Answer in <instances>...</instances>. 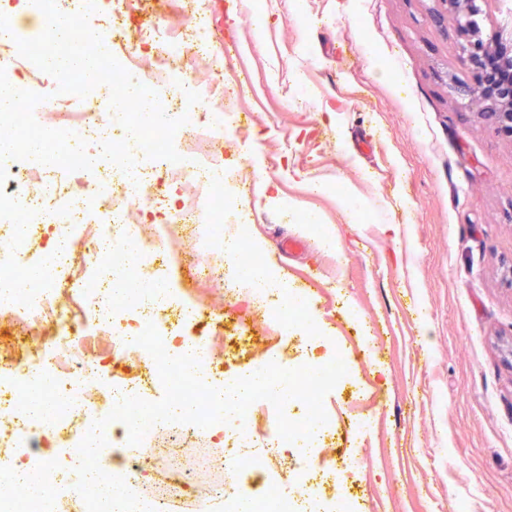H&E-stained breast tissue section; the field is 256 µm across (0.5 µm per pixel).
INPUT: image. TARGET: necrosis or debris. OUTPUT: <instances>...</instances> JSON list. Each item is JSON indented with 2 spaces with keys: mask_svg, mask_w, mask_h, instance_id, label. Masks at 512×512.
<instances>
[{
  "mask_svg": "<svg viewBox=\"0 0 512 512\" xmlns=\"http://www.w3.org/2000/svg\"><path fill=\"white\" fill-rule=\"evenodd\" d=\"M140 33L150 44L151 54L129 52L123 65L141 74L143 84L157 91L165 110L184 101L201 109L213 99L226 97L224 78L212 66L208 28L197 27L192 40L196 51L191 56L184 38L171 35L163 26H145ZM5 45L6 52L0 54V85L13 91L9 122L15 127L26 106L23 77L34 74L37 67L19 56L14 40H6ZM44 123L52 133L54 150L33 151L20 144L0 155V286H12L8 299H0V320L22 326L32 345L20 367L12 365L11 355L0 354V406H7L14 420L10 427L0 423V439L11 452L0 467L37 475L45 491L34 495L14 484L0 492V512H86L80 495L59 496L57 461L43 452L50 441L71 462H78L77 446L83 436L112 409L111 404L96 401L97 394L106 390L105 364L74 346L69 337L82 332L105 336L115 363L134 359L147 364L150 354L131 348V340L149 323L159 334L167 332V319L160 315L155 300L141 296L113 305L107 289L113 276L146 280L147 267L165 258L177 224L212 225L210 248L193 254L206 280L217 278L212 258L228 264L237 259L247 265L258 262L244 241L235 242L233 251L225 249V227L237 222L242 198L230 196L223 183L207 177L223 162L220 149H211L190 165H163L167 185L183 189L184 197L175 213H165L162 222L148 224L145 216L152 210L163 211L162 200L144 191L134 197L119 192L112 183L101 182L84 159L99 141L126 138L110 107L90 94L84 97L81 110L62 103L50 108ZM61 162L73 175L57 193L46 192L45 175ZM40 231L47 234V242L38 241ZM33 264L66 273L69 288L61 291L36 278H15L17 269ZM46 378L52 381L51 399L56 405L48 422L26 412L28 392ZM210 434L207 428L176 423L169 426L166 438L156 442L150 456L133 459L122 453L128 445V430L115 421L105 429L107 445L99 464L109 474L137 480L149 478L153 461H161L163 478L143 501L155 512H170L172 499L182 495L192 478L184 462V444L208 441ZM324 437L320 429L309 445L283 441L274 407L264 404L260 412L246 413L242 428L234 431L231 445L225 447V477L234 484L248 477L260 481L275 464L296 457L300 464L291 489L267 486L260 493L263 512H353L350 496L328 504L313 497L307 485Z\"/></svg>",
  "mask_w": 512,
  "mask_h": 512,
  "instance_id": "1",
  "label": "necrosis or debris"
}]
</instances>
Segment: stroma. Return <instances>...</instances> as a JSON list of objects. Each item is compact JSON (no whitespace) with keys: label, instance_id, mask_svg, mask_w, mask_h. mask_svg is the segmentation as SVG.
I'll return each mask as SVG.
<instances>
[{"label":"stroma","instance_id":"1","mask_svg":"<svg viewBox=\"0 0 512 512\" xmlns=\"http://www.w3.org/2000/svg\"><path fill=\"white\" fill-rule=\"evenodd\" d=\"M123 10L189 33L163 0ZM440 0H207L225 83L253 85L225 124L222 175L245 180L246 224L275 287L309 286L315 316L358 364L353 394L377 414L340 416L329 459L362 512H512V138L461 94L472 70ZM313 214L321 233L303 223ZM188 239L164 284L222 318L182 328L224 336V367L255 354L300 359L246 293L215 300L188 272Z\"/></svg>","mask_w":512,"mask_h":512}]
</instances>
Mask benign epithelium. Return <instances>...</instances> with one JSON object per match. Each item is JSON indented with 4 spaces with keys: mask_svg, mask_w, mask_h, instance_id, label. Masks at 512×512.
I'll return each instance as SVG.
<instances>
[{
    "mask_svg": "<svg viewBox=\"0 0 512 512\" xmlns=\"http://www.w3.org/2000/svg\"><path fill=\"white\" fill-rule=\"evenodd\" d=\"M446 9L453 13L458 31L466 38L464 51L466 60L474 64L479 59L491 56L503 68L512 69V54L507 45L512 44V31L504 35V31L494 34V38L485 41L478 37L476 16L481 12L479 3H493L496 7L508 5L509 0H440ZM464 92L469 95L479 110V115L492 123L500 132L512 137V83L494 85L487 81L485 75L476 72L473 85L467 86Z\"/></svg>",
    "mask_w": 512,
    "mask_h": 512,
    "instance_id": "benign-epithelium-1",
    "label": "benign epithelium"
}]
</instances>
